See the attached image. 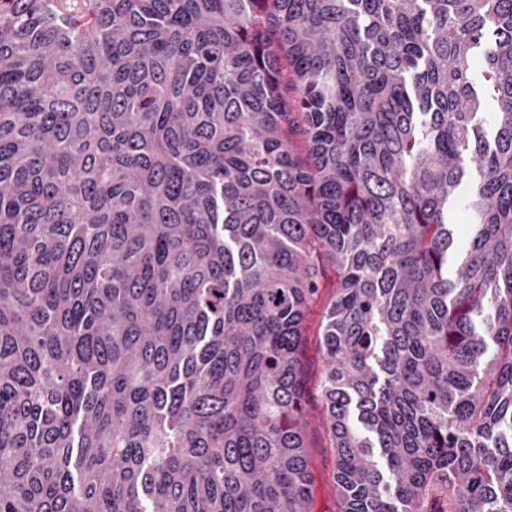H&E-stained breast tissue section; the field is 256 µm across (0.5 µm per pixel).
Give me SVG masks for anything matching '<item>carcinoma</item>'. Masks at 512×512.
Returning <instances> with one entry per match:
<instances>
[{
    "mask_svg": "<svg viewBox=\"0 0 512 512\" xmlns=\"http://www.w3.org/2000/svg\"><path fill=\"white\" fill-rule=\"evenodd\" d=\"M331 270L338 512H512V0H0V512H312ZM466 198L467 189L463 187L453 213V222L456 224V246L459 254L465 251L472 232V216L467 207ZM336 281L331 275L321 285V301L313 306L306 317L304 363L306 370V389L309 393L307 419L309 423V461L313 477V512H336L334 482L332 479L334 462L331 448L327 445L323 431L321 391L325 355L320 344L319 333L323 312L327 302L335 292Z\"/></svg>",
    "mask_w": 512,
    "mask_h": 512,
    "instance_id": "obj_1",
    "label": "carcinoma"
}]
</instances>
